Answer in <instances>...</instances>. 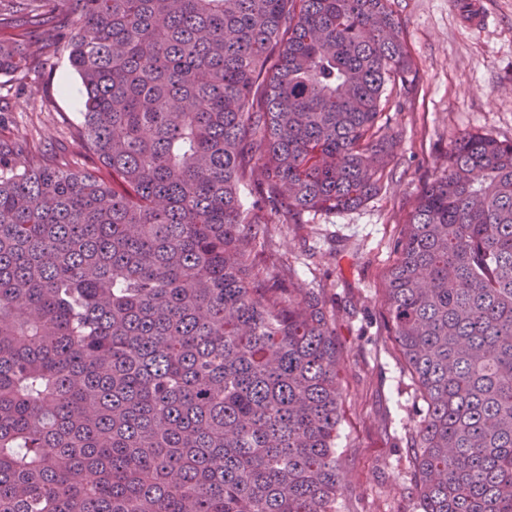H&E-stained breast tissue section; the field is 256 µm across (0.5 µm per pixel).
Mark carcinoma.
Returning <instances> with one entry per match:
<instances>
[{"label":"carcinoma","instance_id":"carcinoma-1","mask_svg":"<svg viewBox=\"0 0 512 512\" xmlns=\"http://www.w3.org/2000/svg\"><path fill=\"white\" fill-rule=\"evenodd\" d=\"M61 40L94 166L0 150V512H338L334 318L257 244L381 191L395 0H0L1 76ZM400 223L407 493L512 512V141L459 136Z\"/></svg>","mask_w":512,"mask_h":512}]
</instances>
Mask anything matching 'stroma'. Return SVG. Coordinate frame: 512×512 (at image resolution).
<instances>
[{
	"mask_svg": "<svg viewBox=\"0 0 512 512\" xmlns=\"http://www.w3.org/2000/svg\"><path fill=\"white\" fill-rule=\"evenodd\" d=\"M480 4L488 20L474 28L460 0H399L420 78L410 102L392 115L400 147L383 190L355 210L276 225L269 244L293 281L324 294L343 347L339 512L415 510L405 492V438L420 402L385 328L381 286L400 230L397 214L450 142L466 131L512 140V0ZM80 103L81 81L57 44L0 77V140H28L51 164L89 166Z\"/></svg>",
	"mask_w": 512,
	"mask_h": 512,
	"instance_id": "stroma-1",
	"label": "stroma"
}]
</instances>
